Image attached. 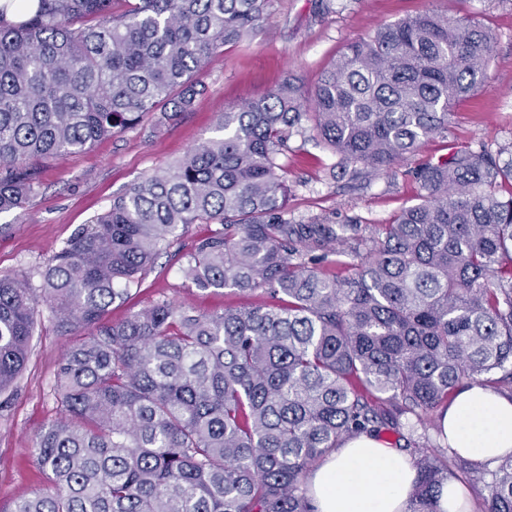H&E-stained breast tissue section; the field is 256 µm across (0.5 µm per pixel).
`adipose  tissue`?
<instances>
[{
  "mask_svg": "<svg viewBox=\"0 0 512 512\" xmlns=\"http://www.w3.org/2000/svg\"><path fill=\"white\" fill-rule=\"evenodd\" d=\"M449 445L468 459L512 455V400L472 386L457 391L442 421ZM416 470L396 449L361 436L313 471L318 512H405Z\"/></svg>",
  "mask_w": 512,
  "mask_h": 512,
  "instance_id": "adipose-tissue-1",
  "label": "adipose tissue"
}]
</instances>
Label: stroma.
I'll return each instance as SVG.
<instances>
[{"label": "stroma", "instance_id": "obj_1", "mask_svg": "<svg viewBox=\"0 0 512 512\" xmlns=\"http://www.w3.org/2000/svg\"><path fill=\"white\" fill-rule=\"evenodd\" d=\"M433 11L480 19L495 35L484 84L453 108L445 135L424 142L407 160L361 182L329 176L338 163L314 130L293 138L285 164L288 217L333 224H387L421 190L412 171L447 156L451 147L512 141V0H274L267 24L250 42L225 47L200 78L208 86L191 110L168 118L152 112L132 129L100 139L83 152L42 162L24 209L0 214V276L26 275L40 284L49 259L75 230L104 212L113 197L155 169L182 159L211 138L225 109L259 98L286 76L313 87L345 47L376 28ZM201 312L259 304L255 294L229 289L198 292L181 284L173 254L162 255L128 301L112 307L106 322L124 319L160 300ZM78 334L61 335L41 314L27 365L14 386L0 394V512L45 485L36 461V437L58 415L57 364Z\"/></svg>", "mask_w": 512, "mask_h": 512}]
</instances>
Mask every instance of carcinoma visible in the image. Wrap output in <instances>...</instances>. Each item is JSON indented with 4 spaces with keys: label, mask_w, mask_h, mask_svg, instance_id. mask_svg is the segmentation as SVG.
<instances>
[{
    "label": "carcinoma",
    "mask_w": 512,
    "mask_h": 512,
    "mask_svg": "<svg viewBox=\"0 0 512 512\" xmlns=\"http://www.w3.org/2000/svg\"><path fill=\"white\" fill-rule=\"evenodd\" d=\"M272 4L38 0L16 24L0 8V213L24 207L41 161L191 109L202 69ZM493 43L468 17L380 27L310 93L290 76L224 111L215 136L78 228L40 288L1 277L0 392L28 360L39 300L61 334L86 331L56 371L61 416L36 438L46 488L10 512H316L310 472L384 432L414 455L406 512H440L452 480L474 512H512V455L468 460L432 422L464 386L512 398V142L419 164L420 198L390 224L288 220L283 163L309 121L354 179L405 160L448 132ZM188 224L209 232L178 252L185 287L263 304L163 299L103 322ZM345 256L350 277L321 271Z\"/></svg>",
    "instance_id": "cac0c4a2"
}]
</instances>
